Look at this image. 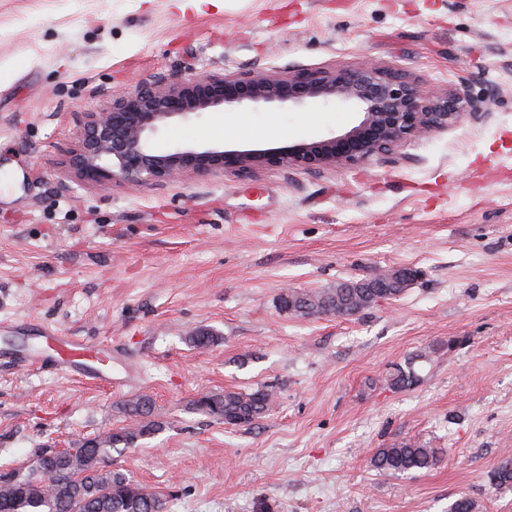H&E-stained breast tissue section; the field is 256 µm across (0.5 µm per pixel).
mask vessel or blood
I'll use <instances>...</instances> for the list:
<instances>
[{"label":"vessel or blood","instance_id":"b4317fda","mask_svg":"<svg viewBox=\"0 0 512 512\" xmlns=\"http://www.w3.org/2000/svg\"><path fill=\"white\" fill-rule=\"evenodd\" d=\"M36 336L43 340L42 348L12 349L8 354L9 361L23 370L47 368L84 382L114 387L111 343L82 340L45 325L37 327Z\"/></svg>","mask_w":512,"mask_h":512}]
</instances>
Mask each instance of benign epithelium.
Wrapping results in <instances>:
<instances>
[{"label":"benign epithelium","instance_id":"1","mask_svg":"<svg viewBox=\"0 0 512 512\" xmlns=\"http://www.w3.org/2000/svg\"><path fill=\"white\" fill-rule=\"evenodd\" d=\"M354 104L362 120L348 131L320 140L265 150H224L187 144L172 152L153 150L160 128L213 108L244 104L315 101ZM459 113L435 100L405 74L366 64L361 68L286 74L250 70L234 75L202 74L186 80L160 78L112 95L106 112H86L69 166L97 185L120 181L163 184L194 174L248 175L269 167L318 170L356 165L391 154L404 141L444 128Z\"/></svg>","mask_w":512,"mask_h":512}]
</instances>
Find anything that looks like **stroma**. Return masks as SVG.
<instances>
[{"instance_id": "stroma-1", "label": "stroma", "mask_w": 512, "mask_h": 512, "mask_svg": "<svg viewBox=\"0 0 512 512\" xmlns=\"http://www.w3.org/2000/svg\"><path fill=\"white\" fill-rule=\"evenodd\" d=\"M366 59L460 92L456 123L318 172L190 175L110 189L66 167L84 112L160 77L354 69ZM0 349L24 317L112 344L120 390L0 361V472L125 425L146 394L162 429L113 454L170 512H448L466 494L512 512L493 472L512 457V0H0ZM253 136H214L217 119ZM357 107L214 109L152 146L268 149L343 133ZM418 278L353 316L295 317L284 289L387 270ZM210 329L217 340L194 346ZM414 362L406 390L387 383ZM277 389L232 427L193 410ZM409 439L430 471L379 474ZM440 449L427 446L412 440L379 448L371 458V464L383 474H405L418 471H429L440 462Z\"/></svg>"}]
</instances>
